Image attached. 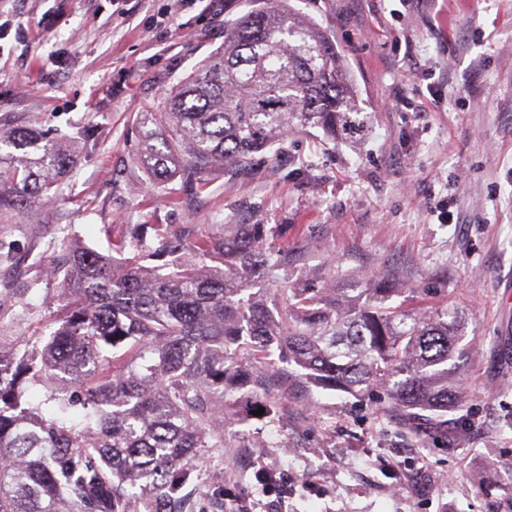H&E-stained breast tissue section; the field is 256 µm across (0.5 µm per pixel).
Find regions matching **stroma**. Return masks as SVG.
Listing matches in <instances>:
<instances>
[{
    "instance_id": "35a3bbf8",
    "label": "stroma",
    "mask_w": 512,
    "mask_h": 512,
    "mask_svg": "<svg viewBox=\"0 0 512 512\" xmlns=\"http://www.w3.org/2000/svg\"><path fill=\"white\" fill-rule=\"evenodd\" d=\"M344 56L367 116L334 142L288 136L199 194L151 184L138 113L224 42L254 0H0V116L79 136L62 194L0 224V330L40 336L63 301L46 275L60 236L104 252L125 224L186 238L260 224L286 256L257 287L366 288L393 273L407 301L454 308L468 395L409 424L383 391L324 390L282 361L279 413L224 425L199 452L189 512H512V0H291ZM31 288L22 299L12 290Z\"/></svg>"
}]
</instances>
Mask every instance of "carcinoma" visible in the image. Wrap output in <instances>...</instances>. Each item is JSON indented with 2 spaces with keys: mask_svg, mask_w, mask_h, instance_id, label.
Returning a JSON list of instances; mask_svg holds the SVG:
<instances>
[{
  "mask_svg": "<svg viewBox=\"0 0 512 512\" xmlns=\"http://www.w3.org/2000/svg\"><path fill=\"white\" fill-rule=\"evenodd\" d=\"M363 125L329 36L276 0L227 20L224 46L167 90L162 111L141 113L133 161L197 191L295 131L334 141ZM76 161L21 117H0V218L29 215ZM149 235L158 248L120 259ZM47 250L66 299L58 328L36 343L0 336V512H177L198 449L224 447V396L262 385L251 361L274 354L324 390L382 386L405 412L465 403L458 313L391 306L385 283L356 295L285 287L272 309L252 276L286 258L272 259L254 226L182 242L162 224H126L110 255L59 238ZM38 385L49 417L26 399Z\"/></svg>",
  "mask_w": 512,
  "mask_h": 512,
  "instance_id": "carcinoma-1",
  "label": "carcinoma"
}]
</instances>
